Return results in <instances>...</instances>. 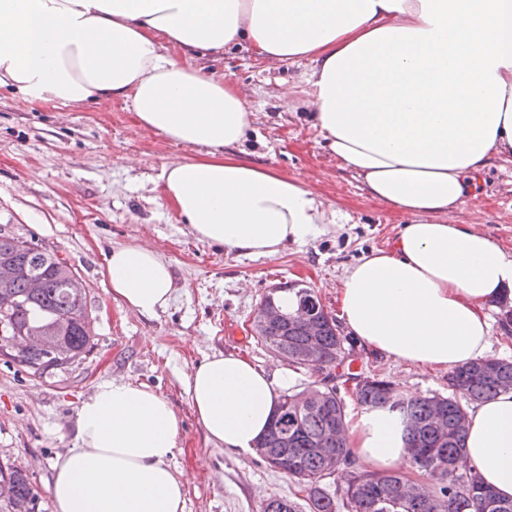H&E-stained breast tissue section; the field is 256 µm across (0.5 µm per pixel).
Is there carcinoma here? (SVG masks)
<instances>
[{
    "label": "carcinoma",
    "mask_w": 512,
    "mask_h": 512,
    "mask_svg": "<svg viewBox=\"0 0 512 512\" xmlns=\"http://www.w3.org/2000/svg\"><path fill=\"white\" fill-rule=\"evenodd\" d=\"M282 291L294 295V310L281 323L254 321L255 337L280 349L290 363L308 368L320 380L280 398L268 434L278 432L283 447L270 450L265 441L258 442L256 454L288 475L304 493L301 504L289 497L272 498L264 512H303L305 508L336 512V498L326 490V481L334 476L326 457L336 456L338 470L354 465L351 448L339 436L348 420L337 379L354 382L355 399L363 409L397 415L419 476H431L436 467L445 466L440 482L424 497L403 493L406 475L400 472L353 471L343 489L346 512H512V500L485 486L467 462L465 446L469 409L512 388V362H467L448 372L452 395L413 399L384 377L374 375L368 380L352 371L347 337L341 335L336 318L324 310L312 289L284 287ZM308 320L317 326L321 353L307 364ZM53 344L60 350L52 355L49 346ZM93 349L87 288L74 265L39 243L0 231V356L17 362L33 376L44 377L81 363ZM339 367L342 373H333ZM457 392L462 399H457ZM436 411L448 425V433L441 438L427 426ZM412 421L420 426L408 428ZM36 498L25 469L0 464V512H35Z\"/></svg>",
    "instance_id": "carcinoma-1"
}]
</instances>
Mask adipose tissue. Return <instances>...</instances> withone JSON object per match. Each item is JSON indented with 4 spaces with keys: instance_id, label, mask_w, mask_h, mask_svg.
Instances as JSON below:
<instances>
[{
    "instance_id": "adipose-tissue-1",
    "label": "adipose tissue",
    "mask_w": 512,
    "mask_h": 512,
    "mask_svg": "<svg viewBox=\"0 0 512 512\" xmlns=\"http://www.w3.org/2000/svg\"><path fill=\"white\" fill-rule=\"evenodd\" d=\"M248 44L272 64L309 60L311 118L376 199L410 216L394 245L363 256L338 290L352 336L414 366L448 369L485 356L490 301L512 292V252L451 223L492 157L512 156V0H0V88L32 103L131 101L140 124L207 147L160 178L198 239L245 256L345 223L297 180L225 155L252 113L231 81L196 60ZM115 298L152 316L170 303L169 263L140 245L113 248ZM290 371L215 353L186 376L208 440L253 452ZM79 446L54 464V512H184L171 467L180 419L154 390L99 386L77 410ZM348 441L368 465L406 458L388 412L359 414ZM467 456L512 499V390L469 412Z\"/></svg>"
}]
</instances>
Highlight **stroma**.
<instances>
[{"mask_svg": "<svg viewBox=\"0 0 512 512\" xmlns=\"http://www.w3.org/2000/svg\"><path fill=\"white\" fill-rule=\"evenodd\" d=\"M201 64L234 82L253 114L229 155L301 181L350 220L273 258L227 251L191 235L159 179L165 163L207 159L206 148L144 129L120 99L35 105L1 89L0 229L54 248L77 268L95 336L81 365L50 377L0 360V463L26 469L37 512H53V464L78 445V406L115 378L155 390L178 414L172 466L185 482V512H263L269 499L292 495L295 484L257 455L229 454L207 441L184 380L206 356L224 352L271 373L291 370L289 392L303 390L314 380L311 371L253 337L262 297L282 284L310 288L339 315L336 289L346 269L371 250L390 248L409 221L399 207L373 198L313 128L307 64L270 65L244 44ZM452 221L512 250V161L491 160ZM135 244L157 251L172 269L171 303L151 317L124 307L104 276L111 250ZM352 357L354 371L385 376L405 393H448L447 371H426L359 343Z\"/></svg>", "mask_w": 512, "mask_h": 512, "instance_id": "stroma-1", "label": "stroma"}]
</instances>
